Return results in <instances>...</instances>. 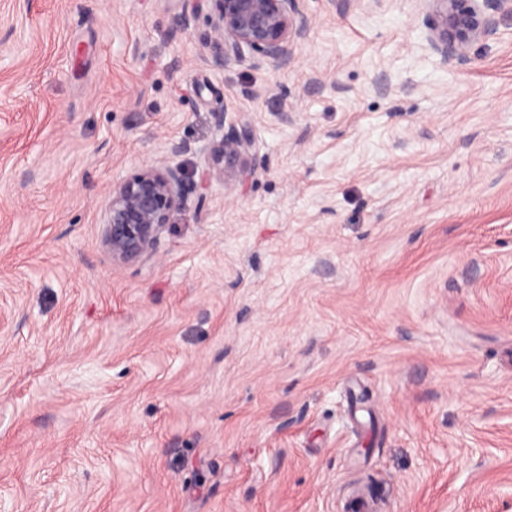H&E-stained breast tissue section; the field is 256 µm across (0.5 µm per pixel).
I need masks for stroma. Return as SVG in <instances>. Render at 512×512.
Returning <instances> with one entry per match:
<instances>
[{"instance_id": "1", "label": "stroma", "mask_w": 512, "mask_h": 512, "mask_svg": "<svg viewBox=\"0 0 512 512\" xmlns=\"http://www.w3.org/2000/svg\"><path fill=\"white\" fill-rule=\"evenodd\" d=\"M297 8L214 71L207 10L0 0V512H512V26L443 68L428 0ZM218 111L249 170L113 261ZM189 150L174 145L167 160L143 167L113 185L102 222V242L113 261L135 262L156 248L172 212L196 189L182 164L175 161Z\"/></svg>"}]
</instances>
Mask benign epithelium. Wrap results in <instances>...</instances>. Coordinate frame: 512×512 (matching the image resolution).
<instances>
[{
	"mask_svg": "<svg viewBox=\"0 0 512 512\" xmlns=\"http://www.w3.org/2000/svg\"><path fill=\"white\" fill-rule=\"evenodd\" d=\"M178 25L187 28L204 5H211L214 46L210 67L224 69L231 59L256 51L275 68L288 67L292 44L305 37L307 19L299 14L297 0H176ZM431 49L446 64L468 61L467 50L475 42L497 33L512 22V0H429ZM213 125L220 139L206 149L204 175L234 177L251 162L255 137L243 117L226 123V113L214 112ZM189 151L174 145L168 158L146 166L113 185L105 204L102 242L112 260L135 262L152 252L169 223L196 185L190 183L176 158Z\"/></svg>",
	"mask_w": 512,
	"mask_h": 512,
	"instance_id": "benign-epithelium-1",
	"label": "benign epithelium"
}]
</instances>
